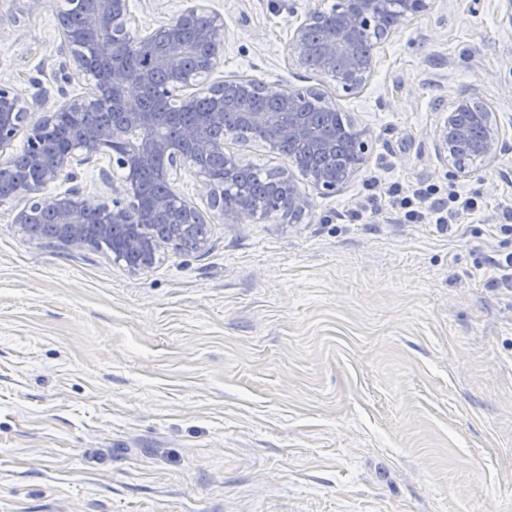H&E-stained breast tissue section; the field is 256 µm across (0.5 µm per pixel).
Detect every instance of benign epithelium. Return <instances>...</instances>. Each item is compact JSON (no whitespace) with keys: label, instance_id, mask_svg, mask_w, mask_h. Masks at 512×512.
Masks as SVG:
<instances>
[{"label":"benign epithelium","instance_id":"benign-epithelium-1","mask_svg":"<svg viewBox=\"0 0 512 512\" xmlns=\"http://www.w3.org/2000/svg\"><path fill=\"white\" fill-rule=\"evenodd\" d=\"M432 0H336L332 22L322 20L321 7L306 11L294 27L291 45L296 63L336 80L344 91L362 88L374 70V54H363L357 46L360 34L372 33L378 40L389 30L398 29L431 8ZM84 26L72 25L70 14H60V26L68 51L65 79H87L92 91L81 98L64 100L42 112L33 122L30 112L10 89L0 86V175L10 173L22 161L29 177L17 191L32 192L57 181L64 173L96 156L126 171L122 196L109 201L91 199L77 189L39 198L19 209L13 223L26 228L33 213L49 211L55 239L63 244L94 246L112 239V256L134 272L151 269L158 260L160 244L179 241L188 251L208 246L205 235L194 233L199 209L193 201L168 194L159 195L142 206L141 186L152 173V164L162 161L160 178L171 183L174 168L186 164L207 189L208 197L224 212L225 223L241 224L257 215L258 208L248 199L238 204L222 203L228 179L196 166L198 153H215L224 159V175L245 167L243 160L224 147V141L210 134L214 128L233 134L240 123L260 125L267 130L264 144L273 153L283 144L312 141L322 152L331 150V140L320 133L302 111L303 100L316 97L322 103L327 122L336 123L341 115L335 106L314 90L277 91L275 112H232L225 100V89L253 90L247 77L214 82L204 89L211 99L210 111L196 121L179 126V140L172 141L160 130L171 120L170 112H127L129 101L141 97L142 80L130 75L132 60L123 45L132 35L127 0H76ZM224 20L197 3L177 19L137 33L143 42H161L158 62L168 72L156 94L175 111L195 110L198 93L216 70L223 45ZM106 43L111 51L96 69L89 67L92 41ZM355 162H338L308 175L313 186L324 194L334 193L349 184L365 161L368 150L366 132L348 125ZM26 135V149L19 155L8 152L20 133ZM435 149L453 169L468 173L469 155L486 161L501 152L503 140L494 113L481 109L475 98L462 95L454 111L434 130ZM271 180L288 190V202L280 204L273 196L263 201L269 216L300 223L311 208L309 194L301 189L292 171L284 166L271 173Z\"/></svg>","mask_w":512,"mask_h":512}]
</instances>
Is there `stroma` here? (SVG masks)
Returning <instances> with one entry per match:
<instances>
[{"mask_svg": "<svg viewBox=\"0 0 512 512\" xmlns=\"http://www.w3.org/2000/svg\"><path fill=\"white\" fill-rule=\"evenodd\" d=\"M63 2L0 0V84L33 113L90 92L62 79ZM192 3L128 0L131 24ZM312 4L205 2L224 20L216 79L315 89L369 134L358 175L312 193L302 223L216 213L206 250L166 246L134 274L30 238L12 222L29 196L0 199V512H512V289L489 262L512 252V14L434 0L347 92L294 61ZM463 94L504 143L457 176L433 131ZM124 177L96 158L41 193L106 198ZM392 181L478 206L450 233L411 224Z\"/></svg>", "mask_w": 512, "mask_h": 512, "instance_id": "obj_1", "label": "stroma"}]
</instances>
